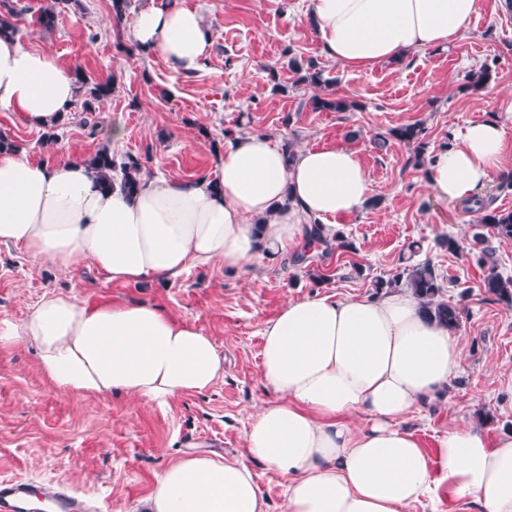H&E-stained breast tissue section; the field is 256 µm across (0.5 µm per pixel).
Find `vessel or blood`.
Returning a JSON list of instances; mask_svg holds the SVG:
<instances>
[{
	"label": "vessel or blood",
	"instance_id": "1",
	"mask_svg": "<svg viewBox=\"0 0 512 512\" xmlns=\"http://www.w3.org/2000/svg\"><path fill=\"white\" fill-rule=\"evenodd\" d=\"M54 512H99L97 501L77 495L59 486L51 497H44L26 478L0 480V512H43L45 506Z\"/></svg>",
	"mask_w": 512,
	"mask_h": 512
}]
</instances>
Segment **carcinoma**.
I'll return each instance as SVG.
<instances>
[{
	"instance_id": "carcinoma-1",
	"label": "carcinoma",
	"mask_w": 512,
	"mask_h": 512,
	"mask_svg": "<svg viewBox=\"0 0 512 512\" xmlns=\"http://www.w3.org/2000/svg\"><path fill=\"white\" fill-rule=\"evenodd\" d=\"M71 0H52V5L42 11L39 22L44 26H51L55 23L60 11L57 7L68 6ZM17 13L9 7L7 11L0 12V34H18L16 25ZM290 67L296 74H301V81L315 87L328 84L323 78L322 71L316 68L313 63L303 67L297 58L290 60ZM77 91L84 92V111H95L94 104L100 103L109 98L112 94V83L89 82L84 77H76ZM310 104L313 109L329 112H347L355 107V104L336 97H314ZM424 127L419 123L403 125L391 130V135L403 141H414L418 148H423ZM90 165L97 173L98 178L107 188L119 183L120 187L131 193L137 189L141 174L149 173L143 161L133 155L127 156L122 161H117L108 148L99 149L88 159ZM476 210L482 213L479 222L489 227L493 233L506 240H512V211H498L488 207L482 200H476ZM375 292L379 293L386 288H407L419 302L420 308L430 318L439 324L448 327L450 330H457L460 326L459 308L440 299L443 292V281L436 274L433 265L428 261L411 263L404 266L401 272L390 279L379 278L374 282ZM480 288L484 293L490 295L499 303L512 307V278H504L497 271L495 265L487 269Z\"/></svg>"
}]
</instances>
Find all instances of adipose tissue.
Returning <instances> with one entry per match:
<instances>
[{"label": "adipose tissue", "mask_w": 512, "mask_h": 512, "mask_svg": "<svg viewBox=\"0 0 512 512\" xmlns=\"http://www.w3.org/2000/svg\"><path fill=\"white\" fill-rule=\"evenodd\" d=\"M479 0H309L326 55L355 68L400 61L464 33ZM143 50L174 70H196L211 35L201 14L171 0L125 23ZM76 95L73 68L0 35V108L48 128ZM504 129L471 121L430 158L442 197L473 198L499 170ZM370 192L356 151L310 147L287 161L264 134L236 136L216 180L141 176L137 191L102 188L86 161H35L0 150V244L62 271L91 263L115 284L170 279L192 267L249 265L359 211ZM35 346L57 389L122 393L168 404L211 387L224 360L193 323L142 303L90 306L50 294L21 322L0 318V347ZM460 359L453 332L423 316L407 291L371 298L291 300L262 330L261 382L274 398L245 434V459L189 455L171 464L150 512H267L251 462L287 475L285 512H410L422 500H470L512 512V433L450 427L430 458L404 418L451 387ZM365 420L357 426L355 417Z\"/></svg>", "instance_id": "obj_1"}]
</instances>
